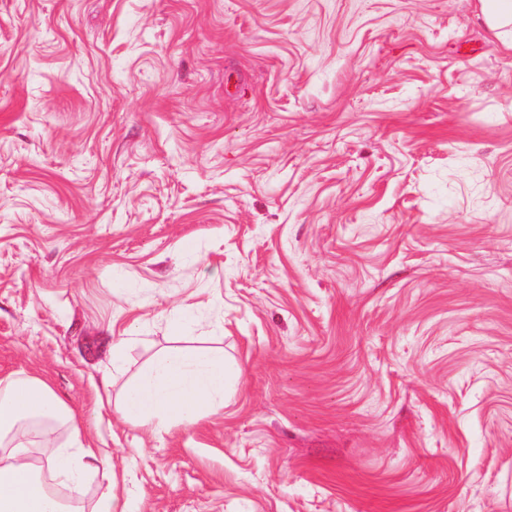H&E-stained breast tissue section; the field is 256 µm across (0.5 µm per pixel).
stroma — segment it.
I'll use <instances>...</instances> for the list:
<instances>
[{
    "label": "stroma",
    "instance_id": "stroma-1",
    "mask_svg": "<svg viewBox=\"0 0 512 512\" xmlns=\"http://www.w3.org/2000/svg\"><path fill=\"white\" fill-rule=\"evenodd\" d=\"M173 346L238 369L223 410L122 420ZM21 371L134 512H512V51L477 0H0Z\"/></svg>",
    "mask_w": 512,
    "mask_h": 512
}]
</instances>
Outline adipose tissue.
Listing matches in <instances>:
<instances>
[{"instance_id": "ef3b65f1", "label": "adipose tissue", "mask_w": 512, "mask_h": 512, "mask_svg": "<svg viewBox=\"0 0 512 512\" xmlns=\"http://www.w3.org/2000/svg\"><path fill=\"white\" fill-rule=\"evenodd\" d=\"M227 369L213 351L172 348L156 358L124 392L117 411L139 427L159 431L194 423L224 407ZM67 428V446L31 440L30 423ZM104 487L86 500L90 477ZM112 469L90 448L77 418L49 383L13 373L0 378V512H131L112 492Z\"/></svg>"}]
</instances>
